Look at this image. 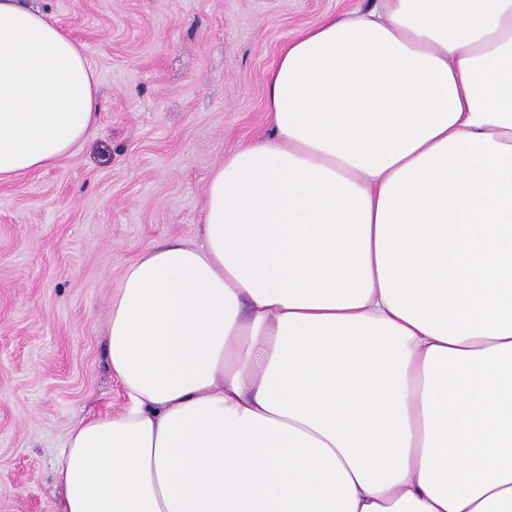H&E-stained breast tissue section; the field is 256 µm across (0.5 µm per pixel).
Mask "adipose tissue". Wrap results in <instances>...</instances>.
I'll use <instances>...</instances> for the list:
<instances>
[{
  "instance_id": "adipose-tissue-1",
  "label": "adipose tissue",
  "mask_w": 512,
  "mask_h": 512,
  "mask_svg": "<svg viewBox=\"0 0 512 512\" xmlns=\"http://www.w3.org/2000/svg\"><path fill=\"white\" fill-rule=\"evenodd\" d=\"M100 111L70 34L0 0V180ZM267 114L200 242L113 289L125 402L68 431L62 512H512V0L320 21Z\"/></svg>"
}]
</instances>
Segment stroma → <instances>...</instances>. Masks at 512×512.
<instances>
[{
	"mask_svg": "<svg viewBox=\"0 0 512 512\" xmlns=\"http://www.w3.org/2000/svg\"><path fill=\"white\" fill-rule=\"evenodd\" d=\"M81 46L103 102L54 166L0 182V512H59L61 444L118 408L109 301L154 243L200 239L209 173L267 129L285 43L367 0H33Z\"/></svg>",
	"mask_w": 512,
	"mask_h": 512,
	"instance_id": "35a3bbf8",
	"label": "stroma"
}]
</instances>
